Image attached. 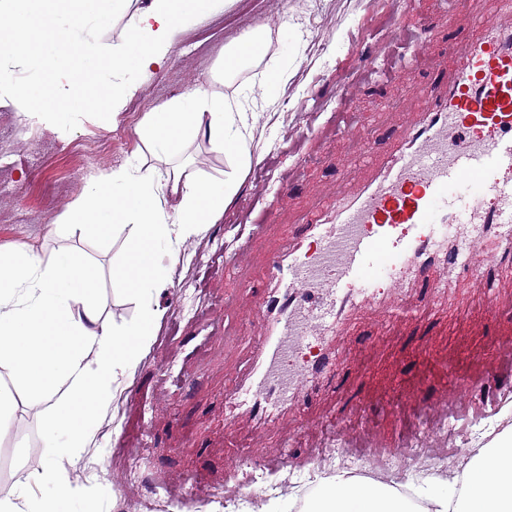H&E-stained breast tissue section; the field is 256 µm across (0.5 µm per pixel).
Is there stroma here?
<instances>
[{"label": "stroma", "mask_w": 512, "mask_h": 512, "mask_svg": "<svg viewBox=\"0 0 512 512\" xmlns=\"http://www.w3.org/2000/svg\"><path fill=\"white\" fill-rule=\"evenodd\" d=\"M416 18L392 13L387 0H228L224 10L202 17L181 34L169 60L143 81L115 122L102 125L90 112L75 114L72 129L61 133L27 120L23 108L0 99V125L20 126L18 136L0 139V249L32 243L43 256L63 246L87 253L96 271L97 299L102 313L121 327L138 320L135 297L119 288L116 276L127 256V231L112 227L103 236L61 239L52 223L78 197L84 180L146 154L136 129L146 112L191 88L232 94L247 91L252 113L249 132L254 155L243 184L220 220L201 238L182 246L173 287L160 297L167 313L148 354L135 374L122 380L110 407L113 422L103 427L85 462L68 469L71 492L96 500L101 512H111L119 495L137 499L135 512H150V484L179 488L192 496L174 512H258L250 496L256 477L274 480L268 458L279 457L299 483L300 494L313 491L327 472L318 465L300 468L308 449L303 435L309 419L327 410L342 419L343 430L375 427L385 448L398 451L409 443L415 406L447 398L467 405H500L489 432L456 433L451 443L476 448L490 432L512 423V374L489 369L479 390L455 386L471 361L484 360L499 344L512 342V261L497 269L494 288H458L443 299L434 315L376 333L374 325L359 324L340 342L346 361L329 382L324 398L308 399L291 416L299 435L283 442L279 428L260 440L239 432L224 415V395L240 369L246 347L255 337L245 311L225 314V299L243 290L224 276V248L243 236L242 206H270L280 173L295 163L304 177L293 191L296 207H304L321 183L336 178L337 153L310 160L290 151V132H309L326 122L342 104L336 83L361 76V56L371 43H386L397 29L411 28ZM287 30V43L272 42L268 53L278 58L283 77L275 103L265 100L260 68L239 73L233 83L215 75L230 43L243 31ZM401 57L378 65L363 78L351 112L372 126L374 148H383L385 130L378 124L385 105L403 83ZM239 328L232 351L224 349V323ZM0 385L10 388L19 404L10 432L0 437V498L17 494L21 461L37 462L49 453L40 433V417L22 403L8 368L0 366ZM148 454L138 478H131L120 451L133 444Z\"/></svg>", "instance_id": "35a3bbf8"}]
</instances>
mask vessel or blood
Listing matches in <instances>:
<instances>
[{
	"label": "vessel or blood",
	"instance_id": "b4317fda",
	"mask_svg": "<svg viewBox=\"0 0 512 512\" xmlns=\"http://www.w3.org/2000/svg\"><path fill=\"white\" fill-rule=\"evenodd\" d=\"M448 26L436 50L433 17L400 32L409 70L402 109L386 112L383 150L349 111L318 126L322 153L349 142L333 184L302 210L289 189L303 176L292 165L276 191L288 231L255 220L224 260V275L260 283L250 315L256 338L225 393L256 435L285 417L301 393L329 375L340 346L326 338L350 318L393 327L448 289L483 287L481 271L512 258V0H435ZM318 351L295 362L308 344Z\"/></svg>",
	"mask_w": 512,
	"mask_h": 512
}]
</instances>
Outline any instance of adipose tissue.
I'll return each instance as SVG.
<instances>
[{
    "label": "adipose tissue",
    "instance_id": "adipose-tissue-1",
    "mask_svg": "<svg viewBox=\"0 0 512 512\" xmlns=\"http://www.w3.org/2000/svg\"><path fill=\"white\" fill-rule=\"evenodd\" d=\"M132 0H0V49L31 73L30 81L6 83L0 96L26 108L30 118L66 132L72 107L112 121L153 68L169 59L178 36L198 18L221 12L224 0H150L135 11ZM127 30L107 38L112 21ZM268 32L244 31L224 53L222 73L233 78L261 62L267 90L283 70L267 59ZM248 114L242 95L189 90L146 113L137 133L155 158L175 155L202 138L225 154L230 170L201 178L187 165L166 171L139 159L85 181L77 201L54 232L69 238L129 225L128 258L119 281L139 299L138 321L121 329L101 313L90 259L68 250L43 260L33 245L0 251V365L9 368L31 404L44 406L41 434L53 453L28 471L25 482L42 487L38 498L0 499V512H97L74 497L61 461L82 462L112 404V385L132 376L146 356L165 315L157 295L173 284V262L189 238L203 236L223 215L252 162L245 139ZM167 255L169 264L157 261ZM66 398L54 403L58 387ZM405 492L397 481L382 482L339 470L324 478L305 503L271 502L267 512H512V426L472 449L465 468L440 481Z\"/></svg>",
    "mask_w": 512,
    "mask_h": 512
}]
</instances>
